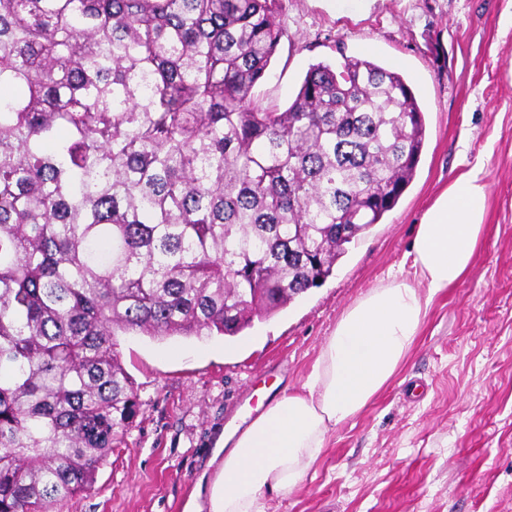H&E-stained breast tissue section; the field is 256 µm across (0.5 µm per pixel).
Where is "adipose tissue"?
<instances>
[{
	"instance_id": "1",
	"label": "adipose tissue",
	"mask_w": 512,
	"mask_h": 512,
	"mask_svg": "<svg viewBox=\"0 0 512 512\" xmlns=\"http://www.w3.org/2000/svg\"><path fill=\"white\" fill-rule=\"evenodd\" d=\"M480 170L459 176L425 212L409 254L414 278L389 276L343 313L300 388L273 397L229 448L209 512H271L326 448L329 430L356 416L396 374L439 293L470 271L484 228Z\"/></svg>"
}]
</instances>
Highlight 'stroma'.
I'll use <instances>...</instances> for the list:
<instances>
[{
  "label": "stroma",
  "mask_w": 512,
  "mask_h": 512,
  "mask_svg": "<svg viewBox=\"0 0 512 512\" xmlns=\"http://www.w3.org/2000/svg\"><path fill=\"white\" fill-rule=\"evenodd\" d=\"M283 31L259 103L285 109L308 68L365 57L403 76L427 127L397 205L333 275L234 337H119L142 405L90 491L62 512H203L226 424L304 382L342 313L400 271L424 211L480 168L485 231L404 365L272 512H512V0H277ZM280 363L269 378L266 369Z\"/></svg>",
  "instance_id": "stroma-1"
}]
</instances>
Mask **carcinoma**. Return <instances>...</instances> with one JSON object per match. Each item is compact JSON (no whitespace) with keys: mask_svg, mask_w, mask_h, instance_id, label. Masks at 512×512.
<instances>
[{"mask_svg":"<svg viewBox=\"0 0 512 512\" xmlns=\"http://www.w3.org/2000/svg\"><path fill=\"white\" fill-rule=\"evenodd\" d=\"M275 0H0V512H61L140 410L118 334L236 336L412 182L424 112L368 59L262 108Z\"/></svg>","mask_w":512,"mask_h":512,"instance_id":"1","label":"carcinoma"}]
</instances>
